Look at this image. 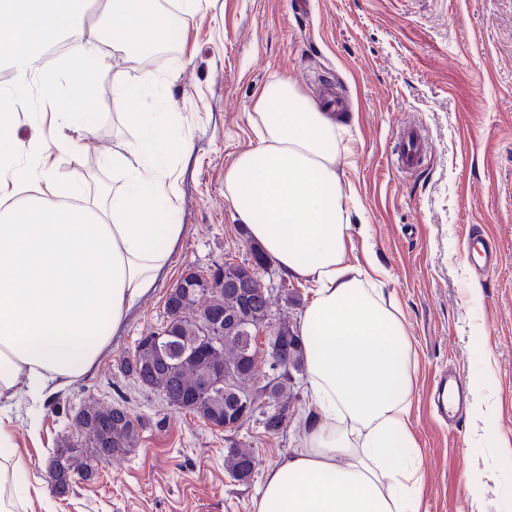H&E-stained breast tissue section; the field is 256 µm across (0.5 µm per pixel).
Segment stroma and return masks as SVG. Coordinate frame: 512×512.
Instances as JSON below:
<instances>
[{"mask_svg": "<svg viewBox=\"0 0 512 512\" xmlns=\"http://www.w3.org/2000/svg\"><path fill=\"white\" fill-rule=\"evenodd\" d=\"M115 66L131 84L151 71L157 111L186 119L189 149L170 159L184 235L167 274L132 308L96 368L35 414L20 413L17 452L38 493L18 512H253L266 473L293 455L308 417L305 377L296 379L293 416L271 436L254 420L216 429L119 370L140 336L165 320L167 294L183 273L247 257L224 170L253 142L255 93L275 76L312 103L331 92L343 105L336 167L359 203L353 223L371 227L347 258L384 271L415 344L425 512H512V466H495L486 439L512 440V0H308L304 8L298 0H210L180 14L175 41ZM99 95L83 167L94 186L111 183L106 160L130 136V104L108 84ZM406 124L421 130L426 148L421 166L403 174L394 160ZM477 234L497 255L482 273L468 250ZM264 278L274 316L298 321L303 308L287 303L285 291L305 298L307 284L275 265ZM449 370L469 394L495 404L494 417L467 410L452 428L439 418L434 393ZM90 401L125 405L143 423L141 439L61 498L47 464L63 439L78 440L71 416ZM238 441L258 459L246 482L224 469Z\"/></svg>", "mask_w": 512, "mask_h": 512, "instance_id": "stroma-1", "label": "stroma"}]
</instances>
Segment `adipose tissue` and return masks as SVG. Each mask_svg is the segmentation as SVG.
Wrapping results in <instances>:
<instances>
[{"label":"adipose tissue","mask_w":512,"mask_h":512,"mask_svg":"<svg viewBox=\"0 0 512 512\" xmlns=\"http://www.w3.org/2000/svg\"><path fill=\"white\" fill-rule=\"evenodd\" d=\"M170 25L158 0H0V512L27 466L16 451L20 397L30 408L86 376L130 310L169 268L184 226L167 162L187 150L172 112H128L112 184L62 180L82 167V113L100 85L136 104L151 73L126 83L115 54L148 49ZM48 133L25 137L33 105ZM252 147L224 171V196L288 276L309 286L299 320L312 407L299 448L264 481L254 512H420L412 423L416 354L382 281L345 261L353 197L336 167V124L287 79L255 95Z\"/></svg>","instance_id":"adipose-tissue-1"}]
</instances>
